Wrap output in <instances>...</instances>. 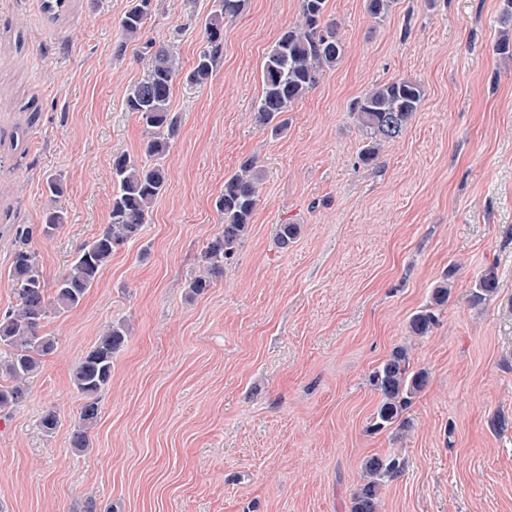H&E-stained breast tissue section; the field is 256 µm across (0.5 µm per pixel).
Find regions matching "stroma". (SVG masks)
Returning <instances> with one entry per match:
<instances>
[{
    "label": "stroma",
    "instance_id": "stroma-1",
    "mask_svg": "<svg viewBox=\"0 0 512 512\" xmlns=\"http://www.w3.org/2000/svg\"><path fill=\"white\" fill-rule=\"evenodd\" d=\"M41 0H0V308L13 227L39 224L45 182L62 176L63 228L34 247L47 283L107 222L112 158L146 162L125 107L168 44L185 72L205 45L215 0H153L142 39L120 47L132 0H72L59 21ZM502 0H395L385 20L365 0H327L345 46L275 134L256 120L261 65L300 20V0H247L224 25V53L202 84H173L178 136L168 189L142 237L117 250L76 309L52 318L58 349L0 419V512H350L364 462L401 454L380 512H512V59L494 46ZM424 88L403 135L361 164L367 139L350 112L373 85ZM252 159L264 171L248 236L224 279L188 296L221 227L224 180ZM301 227L289 248L278 224ZM438 326L408 321L447 273ZM496 294L469 296L486 268ZM131 333L114 358L91 448L70 432L75 364L107 324ZM409 348L428 385L410 429L367 427L371 371ZM60 428L44 435L43 411Z\"/></svg>",
    "mask_w": 512,
    "mask_h": 512
}]
</instances>
